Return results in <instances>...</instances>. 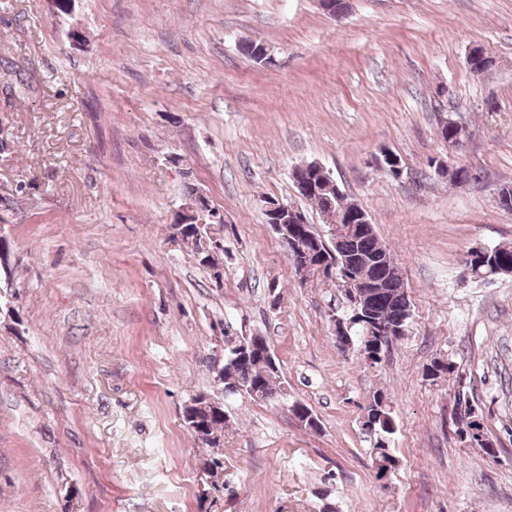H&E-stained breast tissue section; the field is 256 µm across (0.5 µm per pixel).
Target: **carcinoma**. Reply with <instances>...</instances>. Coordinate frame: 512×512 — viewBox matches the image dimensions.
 I'll return each instance as SVG.
<instances>
[{"instance_id": "obj_1", "label": "carcinoma", "mask_w": 512, "mask_h": 512, "mask_svg": "<svg viewBox=\"0 0 512 512\" xmlns=\"http://www.w3.org/2000/svg\"><path fill=\"white\" fill-rule=\"evenodd\" d=\"M307 201L320 210L333 206L340 214L357 207L345 195L314 193L307 197ZM224 227V216L220 215L218 219H208L204 224H173L170 231V235L181 237L183 245L190 248L199 266L217 283L222 282L224 275V253H209L205 244L213 238L224 237ZM306 234L307 237L301 240V245L313 257L331 249L336 264L349 257L358 258V274L372 283L373 287L358 288L356 293L379 324L388 327L400 319L409 321L410 308L404 295V281L391 249L378 238L373 225L365 224L363 229L353 235L341 237L334 242L323 241L321 234L312 227L306 230ZM469 273L481 281L511 275L512 244L491 248L479 265L470 266ZM349 338L354 349L371 352L372 341L367 339L363 326H353L349 331ZM251 340L257 346L247 357L237 349L230 348L224 352V364L218 370V376L224 380L225 394H237L242 387L244 394L253 401L266 402L283 397L286 391L279 381V366L270 365L263 356V349L258 347L260 343L268 345L267 338L253 336ZM454 372L453 362L435 359L424 368L423 376L435 383ZM291 412L305 428L311 431L320 428V420L307 406L295 403L291 406ZM364 412L367 417L364 426L368 427L367 433L374 436L373 446L369 449L371 468L376 479L380 480L386 472L392 473L398 466V459L388 446L389 438L396 432L392 402L384 392L376 391L368 400ZM454 418L459 441L467 446L473 444L468 432L474 421L481 419V415L462 393L455 398ZM183 421L193 433V438L199 439L206 447L214 449L224 444V428L228 424L229 416L224 410L223 402L213 400L205 393L197 394L184 407ZM474 444L482 448L486 455L495 457L496 446L488 436H483V439Z\"/></svg>"}]
</instances>
